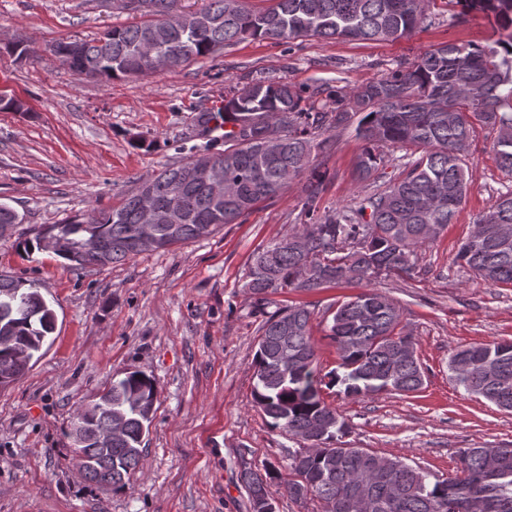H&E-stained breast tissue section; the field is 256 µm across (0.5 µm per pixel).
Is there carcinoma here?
Masks as SVG:
<instances>
[{
	"mask_svg": "<svg viewBox=\"0 0 512 512\" xmlns=\"http://www.w3.org/2000/svg\"><path fill=\"white\" fill-rule=\"evenodd\" d=\"M163 10L146 20L111 27L91 40H59L50 46L74 76L120 79L148 76L209 56L246 39L317 37L348 41H395L426 20L430 0H275L262 12L242 0H208L185 12L181 0H150ZM459 17L479 11L500 37L493 46L446 44L420 54L406 69L336 94V109L313 111L292 85L251 82L224 99L219 113L200 112L198 126L218 119L232 124L224 150L210 154L235 190L215 204L189 166L199 156L168 166L141 182L115 208L80 212L45 224L22 242L25 253L48 252L73 269L103 268L171 247L235 224L260 201L280 195L304 171L321 177L314 159L330 143L317 136L353 124L365 143L356 172L364 181L384 157L378 148L398 144L408 161L393 182L365 196L356 208L319 212L316 190L303 203L307 224L258 249L250 258L246 288L264 306L288 288L307 291L383 274L409 273L417 250L452 223L466 194L465 167L474 121L499 128L493 152L512 173V0H456ZM169 26L158 60L143 70L141 44ZM170 205L174 224H155L156 244L138 249L144 234L142 186ZM21 223L0 201V226ZM455 263L492 285L512 286V192L500 196L461 244ZM312 312L288 305L265 316L255 353L254 403L273 429L307 442L288 453V477L270 467L245 476L252 512L272 497V484L295 501L315 500L321 512H358L359 487L368 494L365 512H512V445L464 448L459 475L440 479L420 466L362 448H346L345 420L323 397L343 388L348 397L386 391L414 393L425 383L414 338L403 331L401 310L387 295L368 290L331 313L327 338L338 367L318 376L311 336ZM56 314L32 282L0 274V386L19 379L54 333ZM448 370L467 394L512 411V342L460 348ZM157 386L140 371L125 373L73 414L64 438L84 480L122 491L143 458L155 411Z\"/></svg>",
	"mask_w": 512,
	"mask_h": 512,
	"instance_id": "carcinoma-1",
	"label": "carcinoma"
}]
</instances>
